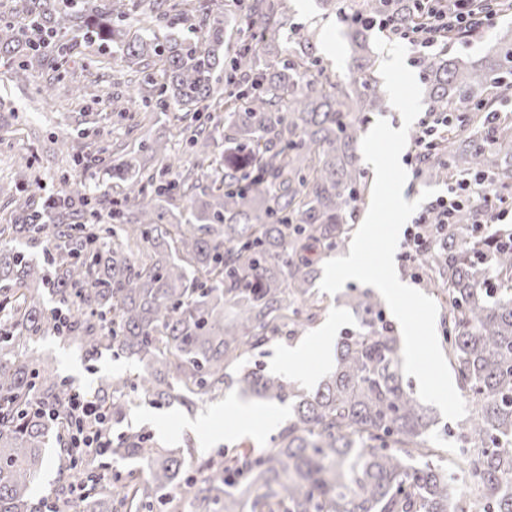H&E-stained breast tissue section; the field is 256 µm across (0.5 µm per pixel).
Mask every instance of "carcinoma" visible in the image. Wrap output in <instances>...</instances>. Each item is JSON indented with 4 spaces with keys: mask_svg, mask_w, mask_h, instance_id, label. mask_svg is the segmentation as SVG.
Returning a JSON list of instances; mask_svg holds the SVG:
<instances>
[{
    "mask_svg": "<svg viewBox=\"0 0 512 512\" xmlns=\"http://www.w3.org/2000/svg\"><path fill=\"white\" fill-rule=\"evenodd\" d=\"M13 0L0 15V61L16 80L46 60L84 47L118 45L143 75L138 93L112 99L121 115L183 112L185 154L153 140L139 158L112 166L119 191L63 179L47 196L44 223L0 224V512H44L32 488L54 440L65 453L72 388L35 339L63 334L86 352L110 350L139 366L90 393L105 414L126 415L135 395L189 407L234 384L243 395L291 403L267 448L222 449L187 461L130 426L116 460L146 470L97 482L87 461L69 459L64 512H464L451 492L455 467L470 473L483 512H512V225L472 233L460 210L448 247L418 258L422 284L445 309L448 364L471 413L456 425L458 456H443L437 419L404 385L402 337L371 290L343 295L357 323L341 336L335 365L314 389L266 376L249 355L283 333L305 330L323 310L320 263L349 237L369 191L357 154L369 115L383 108L369 31L345 22L348 74L324 77L315 31L290 23L288 0ZM337 12L412 23L411 0H324ZM51 34L30 43L25 28ZM291 30L288 47L276 37ZM427 112L451 114L448 135L422 158L418 176L448 182V169L492 176L512 200V123L476 131L477 113L512 93V34L477 58L443 50L415 60ZM224 118L211 116L214 103ZM223 147L214 154L211 147ZM82 222L67 224L69 205ZM40 245L42 265L20 247ZM86 499L70 502L72 486Z\"/></svg>",
    "mask_w": 512,
    "mask_h": 512,
    "instance_id": "carcinoma-1",
    "label": "carcinoma"
}]
</instances>
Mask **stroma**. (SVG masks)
<instances>
[{"label":"stroma","mask_w":512,"mask_h":512,"mask_svg":"<svg viewBox=\"0 0 512 512\" xmlns=\"http://www.w3.org/2000/svg\"><path fill=\"white\" fill-rule=\"evenodd\" d=\"M290 6L295 25L315 27L316 53L327 67V76L333 80L342 78L348 72L350 61V46L344 39L343 24L336 15H324L320 0H290ZM88 58L92 59V66H84L83 60L75 58L62 73L57 72L51 62H44L31 70L24 82L15 81L7 67L0 65V183L20 182L13 158L28 154L43 182L52 189H59L60 178L64 175L88 176L101 188L111 187L112 173L108 166L100 164L88 172L57 156L56 142L69 137L88 135L90 140L108 145L116 158L138 152L140 143L146 140L161 139L181 146L174 112H143L127 118L107 107L108 99L126 96L129 91L128 70L123 67L117 49H92ZM55 79L65 87L77 82L91 83V93L79 100L63 95L54 103H45L37 97L36 90ZM326 303L327 311L301 335L284 337L263 347L253 356V363L266 374L275 375V363L289 348L313 343L330 321H337L342 329L354 325V316L338 303L336 296H327ZM33 349L50 363L61 379L73 389L84 392L133 368L132 360L113 357L108 351L88 357L84 350L57 335L40 338ZM237 395L236 387L228 386L223 396L196 402L189 408L178 405L158 408L135 397L128 401L125 420L113 424L112 433L117 436L127 425H136L145 428L161 447H187L197 455L243 445L265 447L277 423L283 420L272 403L262 407L259 430L224 437V406L228 399Z\"/></svg>","instance_id":"1"}]
</instances>
